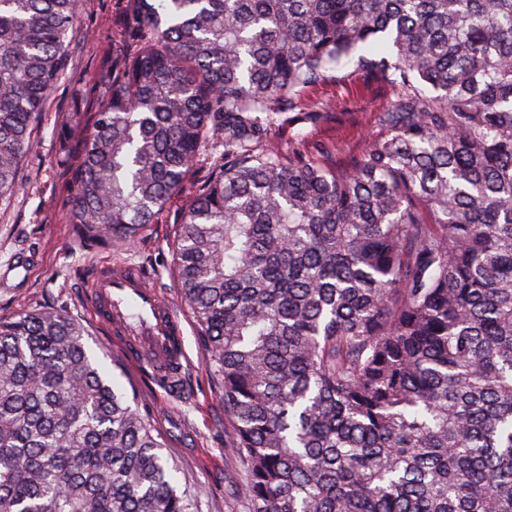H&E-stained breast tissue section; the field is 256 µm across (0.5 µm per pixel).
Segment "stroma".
Segmentation results:
<instances>
[{
    "mask_svg": "<svg viewBox=\"0 0 512 512\" xmlns=\"http://www.w3.org/2000/svg\"><path fill=\"white\" fill-rule=\"evenodd\" d=\"M127 5L128 0H82V24L71 45L67 74L31 128L36 147L20 162L19 191L0 206V272L22 254L36 258L25 287L0 282V319L47 309L65 312L81 323L95 356L114 381L134 395L138 410L162 435L180 469L178 485L188 492L193 512H248L240 485L246 462L224 445V398L206 367L194 321L186 323L185 347L191 361L184 379L186 395L170 399L164 391L150 392L140 385L134 370L91 321L84 299L83 282L91 267L131 260L154 270V287L179 312H186L174 275L173 232L191 195L209 177L215 159L214 154H206L184 191L156 213L137 242L111 239L90 248L83 245L71 222L70 200L72 175L83 157L84 135L64 129L61 117L78 111L90 122L104 104L112 82L113 58L133 51L123 36ZM392 99L391 90L366 85L350 64L341 80H329L303 93L306 105L331 104L333 112L327 120L297 124L283 114L272 125L270 139L284 145L300 133L307 141L334 142L354 153L377 134L374 117Z\"/></svg>",
    "mask_w": 512,
    "mask_h": 512,
    "instance_id": "stroma-1",
    "label": "stroma"
}]
</instances>
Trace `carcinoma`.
Returning a JSON list of instances; mask_svg holds the SVG:
<instances>
[{"label": "carcinoma", "mask_w": 512, "mask_h": 512, "mask_svg": "<svg viewBox=\"0 0 512 512\" xmlns=\"http://www.w3.org/2000/svg\"><path fill=\"white\" fill-rule=\"evenodd\" d=\"M80 0H0V205ZM75 172L82 239L175 230L251 512H512V0H129ZM380 134L270 142L344 60ZM156 429L59 311L0 322V512H191Z\"/></svg>", "instance_id": "1"}]
</instances>
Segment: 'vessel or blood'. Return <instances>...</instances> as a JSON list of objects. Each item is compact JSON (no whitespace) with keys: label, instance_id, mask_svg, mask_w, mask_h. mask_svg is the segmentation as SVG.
<instances>
[{"label":"vessel or blood","instance_id":"vessel-or-blood-1","mask_svg":"<svg viewBox=\"0 0 512 512\" xmlns=\"http://www.w3.org/2000/svg\"><path fill=\"white\" fill-rule=\"evenodd\" d=\"M89 304L93 318L105 325L113 347L142 383L181 396L187 367L185 322L142 269L130 263L100 265L89 281Z\"/></svg>","mask_w":512,"mask_h":512}]
</instances>
